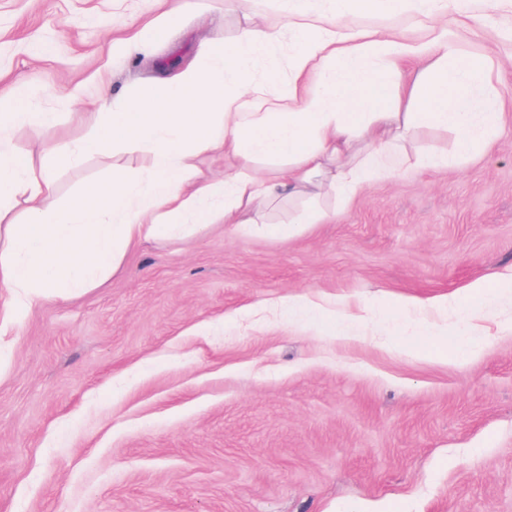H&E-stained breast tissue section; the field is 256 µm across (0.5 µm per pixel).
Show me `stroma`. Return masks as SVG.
<instances>
[{
  "label": "stroma",
  "mask_w": 512,
  "mask_h": 512,
  "mask_svg": "<svg viewBox=\"0 0 512 512\" xmlns=\"http://www.w3.org/2000/svg\"><path fill=\"white\" fill-rule=\"evenodd\" d=\"M188 2L129 56L121 40L170 0H0V99L21 86L54 115L9 130L12 149L41 164L83 136L102 89L123 104L160 60L233 46L282 4L333 10ZM346 24L443 37L485 63L504 132L461 163L459 132L417 128L393 176L350 202L283 195L239 230L141 243L101 285L35 306L0 344V512H512V295L489 301L512 275V0ZM300 43L282 29L251 80ZM429 153L448 165L422 168ZM142 165L54 162L56 197ZM313 202L327 223H300ZM291 297L316 316L285 315ZM462 330L480 344L467 358L450 343Z\"/></svg>",
  "instance_id": "1"
}]
</instances>
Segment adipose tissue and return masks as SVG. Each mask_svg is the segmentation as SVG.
Wrapping results in <instances>:
<instances>
[{
    "instance_id": "adipose-tissue-1",
    "label": "adipose tissue",
    "mask_w": 512,
    "mask_h": 512,
    "mask_svg": "<svg viewBox=\"0 0 512 512\" xmlns=\"http://www.w3.org/2000/svg\"><path fill=\"white\" fill-rule=\"evenodd\" d=\"M285 18L304 34L287 88L247 79L256 48L278 36L258 23L232 50L209 46L147 94L120 106L100 100L98 121L79 141L58 144L54 158L138 153L148 165L88 184L70 203H55L50 164L34 165L0 140V335L34 304L102 282L142 241L179 235L190 224L239 229L251 206L311 187L324 170L332 172L328 190L350 200L369 181L392 176L398 143L415 126L462 132L461 161L501 134L500 112L474 95L487 83L484 64L458 54L452 42L434 44L413 83L394 84L393 111L379 112L370 94L377 70H395L419 47L384 32L359 37L303 10ZM229 72L236 86L228 85ZM311 73L319 77L313 92L302 86ZM216 150L235 159L233 175L199 177L196 158ZM260 155L288 164L269 179L253 164ZM18 198L21 224L8 220Z\"/></svg>"
}]
</instances>
